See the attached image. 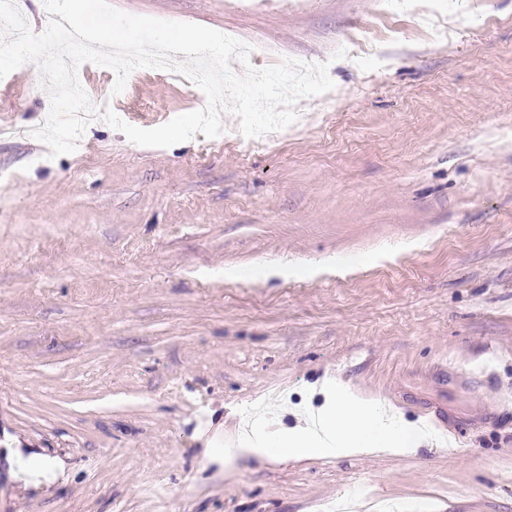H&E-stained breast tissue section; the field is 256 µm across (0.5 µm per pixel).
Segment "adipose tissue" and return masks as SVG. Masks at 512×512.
I'll return each mask as SVG.
<instances>
[{
  "mask_svg": "<svg viewBox=\"0 0 512 512\" xmlns=\"http://www.w3.org/2000/svg\"><path fill=\"white\" fill-rule=\"evenodd\" d=\"M199 431L205 437L207 452L213 461L226 464L239 457L264 458L276 453L289 458H314L329 451L356 453L369 448H401L404 432L385 421L368 406L349 394H337L326 401L318 418L299 417L295 426L272 434L263 445H242L219 454L220 428L204 420ZM0 458L7 473L23 488L50 487L63 483L67 473L61 460L31 452L12 436L0 440Z\"/></svg>",
  "mask_w": 512,
  "mask_h": 512,
  "instance_id": "obj_1",
  "label": "adipose tissue"
}]
</instances>
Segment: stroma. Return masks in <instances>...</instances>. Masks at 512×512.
<instances>
[{
  "label": "stroma",
  "mask_w": 512,
  "mask_h": 512,
  "mask_svg": "<svg viewBox=\"0 0 512 512\" xmlns=\"http://www.w3.org/2000/svg\"><path fill=\"white\" fill-rule=\"evenodd\" d=\"M418 2L447 42L383 0H109L275 46L258 69L327 63L334 89L257 146L96 121L53 158L38 67L0 79V435L68 473L23 490L0 467V512H512V0ZM358 30L378 59H334ZM82 82L141 128L206 104L151 69ZM327 386L411 433L438 412L456 447L206 457L201 419L256 437Z\"/></svg>",
  "instance_id": "stroma-1"
}]
</instances>
